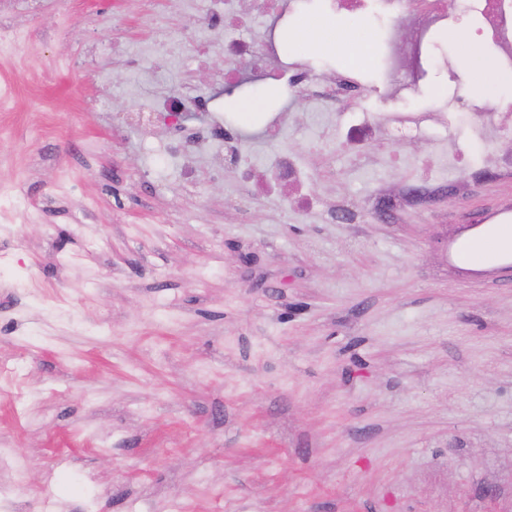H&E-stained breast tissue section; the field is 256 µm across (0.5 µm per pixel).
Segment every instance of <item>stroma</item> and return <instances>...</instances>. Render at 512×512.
<instances>
[{"mask_svg": "<svg viewBox=\"0 0 512 512\" xmlns=\"http://www.w3.org/2000/svg\"><path fill=\"white\" fill-rule=\"evenodd\" d=\"M308 44L353 31L319 55L356 73L365 112L452 111L475 92L471 21L439 31L432 64L403 101L384 94L374 49L394 24L354 23L296 0ZM182 41L160 71L127 57L156 27ZM0 512H512V268L480 274L448 260L464 225L512 206V173H438L426 203L381 213L378 184H402L441 142L469 148L467 122L368 142L356 170L343 147L315 152L316 119L279 145L301 155L319 206L243 182L235 161L183 183L160 166L172 136L144 137L134 113L187 84L221 107L254 84L195 61L202 12L159 0H40L0 13ZM93 69L96 83L84 79ZM398 157L391 168L378 155ZM350 213L347 224L333 210Z\"/></svg>", "mask_w": 512, "mask_h": 512, "instance_id": "1", "label": "stroma"}]
</instances>
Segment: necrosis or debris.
<instances>
[{"instance_id":"necrosis-or-debris-1","label":"necrosis or debris","mask_w":512,"mask_h":512,"mask_svg":"<svg viewBox=\"0 0 512 512\" xmlns=\"http://www.w3.org/2000/svg\"><path fill=\"white\" fill-rule=\"evenodd\" d=\"M466 8L486 31L494 60L500 71L512 76V0H464ZM205 13L208 27L224 36V84L231 87L238 82V64L251 59L262 66V75L280 76L288 64L280 58L279 49L272 40L255 45L242 32L254 12L270 18L283 16L290 7L289 0H208ZM331 11L342 12L356 20L399 22L402 32L389 45L386 55L387 84L385 93L401 98L418 82L422 67L423 44L432 28L447 27L453 22L447 0H328ZM347 82L332 75L316 73L305 68L292 73L289 94L306 100L309 106L324 109L335 105L338 115L332 118L314 144L322 150L325 143L339 142L352 150L354 163H362L359 148L375 139L385 126H392L401 137L411 136L418 127L414 114L398 113L385 119L365 112H354L345 100ZM456 113L464 117L480 134L500 130L502 124L512 123V103H500L493 111L482 112L469 100L459 97L454 102ZM191 141L199 148L220 149L238 157L239 136L224 123L220 112H209L204 126L195 131ZM242 173L257 189H265L268 181H275L286 190L295 211L315 209L318 201L306 189L309 181L300 156L285 149L269 153L263 168L252 163L242 165Z\"/></svg>"}]
</instances>
